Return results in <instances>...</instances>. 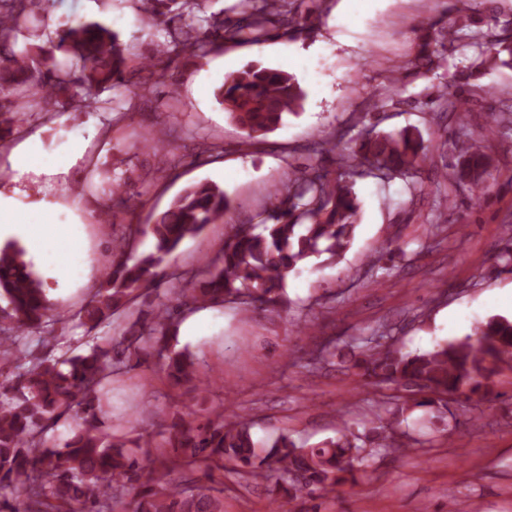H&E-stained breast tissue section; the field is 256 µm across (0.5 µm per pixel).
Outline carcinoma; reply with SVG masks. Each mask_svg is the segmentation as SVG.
Returning <instances> with one entry per match:
<instances>
[{
  "label": "carcinoma",
  "mask_w": 512,
  "mask_h": 512,
  "mask_svg": "<svg viewBox=\"0 0 512 512\" xmlns=\"http://www.w3.org/2000/svg\"><path fill=\"white\" fill-rule=\"evenodd\" d=\"M48 0H0V134L12 123L11 97L19 87L33 88L30 107L49 114L59 106L106 108L111 100L99 95L125 86L140 62L126 53L118 36L96 23H81L58 34L57 48L68 55L52 61L41 47L16 52L18 36L36 17L35 7ZM206 0H142L141 16L154 23L160 17L193 15ZM286 35L308 28L307 18L293 10L290 0H240V18L210 16L200 25L167 29L169 43L191 56L211 42L210 29L228 38L249 32L258 43L268 27ZM489 48L488 62L512 67V24L501 30L476 33ZM229 118L248 137L268 133L302 106L304 92L296 78L280 69L250 63L230 75L218 89ZM448 109L467 127L465 140L455 144L459 162L456 183L474 189L493 175V164L475 129L484 118L457 100ZM358 147L338 154L348 179H332L310 164L288 183L274 189L269 206L248 220L232 225L224 250L202 273L185 280L176 291V304L156 305L131 312L144 296L156 269L208 224L228 216L233 198L215 183L186 188L152 224L136 227L149 237L154 251L137 256L116 244V260L93 298L71 314L82 325L110 327L122 317L136 319L122 335L94 342L85 353L60 357L37 355L24 342L28 329L40 330L43 344L57 340L46 289L26 252L16 242L0 248V510L6 512H112V500L131 496L133 512H224V496L211 485L188 475L201 472L210 481L224 474L231 462L251 483L276 478L270 493L289 501L323 497L336 486L357 482L377 455L395 456L412 447L414 439L400 428L398 414L426 407L443 420L448 399L470 398L490 391L496 366L512 361V319L492 316L475 323L471 334L439 343L425 351L404 352L390 344L385 331L345 344L355 366L375 386L393 385V419L375 415L355 432L343 426L340 434L313 445L298 444L281 433L264 444L254 441L252 422L245 416H197L192 423L173 422L168 436L129 439L112 434L103 420L112 378L132 368V355L145 345L152 350L174 387L200 392L207 378L186 348H176L182 315L211 304L233 303L243 311L282 301L288 276L298 274L313 258L329 265L340 262L360 223V208L351 178L370 175L381 180L414 174L425 146L418 132L378 133L373 115L362 116ZM77 412L81 423L63 445L47 434Z\"/></svg>",
  "instance_id": "carcinoma-1"
}]
</instances>
